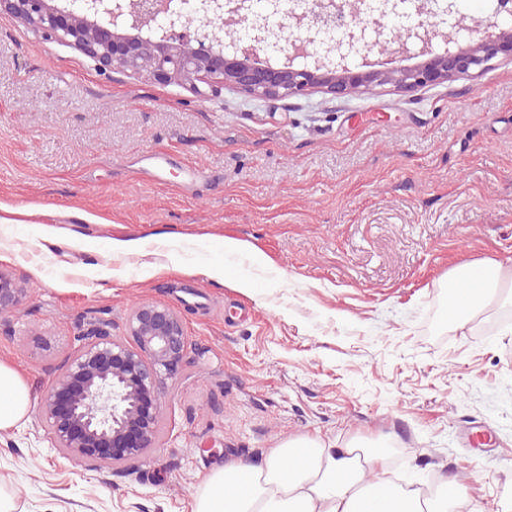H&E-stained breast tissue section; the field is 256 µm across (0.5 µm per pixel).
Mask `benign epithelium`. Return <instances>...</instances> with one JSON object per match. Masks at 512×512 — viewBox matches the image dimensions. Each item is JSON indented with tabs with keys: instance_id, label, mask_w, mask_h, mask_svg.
<instances>
[{
	"instance_id": "benign-epithelium-1",
	"label": "benign epithelium",
	"mask_w": 512,
	"mask_h": 512,
	"mask_svg": "<svg viewBox=\"0 0 512 512\" xmlns=\"http://www.w3.org/2000/svg\"><path fill=\"white\" fill-rule=\"evenodd\" d=\"M178 0H0L5 10L41 34L44 40L72 46L95 62L102 73H145L158 83L199 81L200 96L225 88L261 97L285 98L322 90L334 96L360 88L390 85L410 91L450 81L473 70L485 73L496 59L512 61V27L487 16L468 32L469 43L434 52V41L447 35L425 4L413 13L398 12L404 0H355L348 11L336 0H293L280 15L257 0H193L194 12L215 27L224 13L244 23L224 43L213 31L190 30ZM361 15L374 20L375 38H366ZM157 19L154 36L118 32L140 29L141 20ZM288 23H283V20ZM301 35L285 39L284 26ZM395 52L424 56L423 62L389 68L369 60ZM265 57H260V54ZM27 295L20 281L0 269V316L15 310ZM84 343L70 355L40 404V416L55 447L64 454L100 465L134 463L158 441L157 401L167 380L176 376L191 346L181 316L167 305L144 303L128 317L126 335L109 325L87 329Z\"/></svg>"
}]
</instances>
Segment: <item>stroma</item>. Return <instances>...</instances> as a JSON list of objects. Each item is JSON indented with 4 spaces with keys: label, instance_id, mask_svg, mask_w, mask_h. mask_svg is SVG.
<instances>
[{
    "label": "stroma",
    "instance_id": "obj_1",
    "mask_svg": "<svg viewBox=\"0 0 512 512\" xmlns=\"http://www.w3.org/2000/svg\"><path fill=\"white\" fill-rule=\"evenodd\" d=\"M0 203L40 208L0 224V269L28 290L0 316V362L30 393L0 431L15 512H193L225 462L290 438L379 446L395 483L454 476L474 512H512V301L462 329L448 315L454 269L512 260V63L410 92L201 97L104 76L2 12ZM116 240L148 241L161 271ZM210 264L223 279L183 271ZM143 302L191 341L156 448L132 467L65 457L42 398L89 324L124 335ZM474 426L498 448H472Z\"/></svg>",
    "mask_w": 512,
    "mask_h": 512
}]
</instances>
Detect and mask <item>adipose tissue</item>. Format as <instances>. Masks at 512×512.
<instances>
[{"instance_id":"adipose-tissue-1","label":"adipose tissue","mask_w":512,"mask_h":512,"mask_svg":"<svg viewBox=\"0 0 512 512\" xmlns=\"http://www.w3.org/2000/svg\"><path fill=\"white\" fill-rule=\"evenodd\" d=\"M480 280L465 310L456 312L466 327L495 295L512 299V270L487 259L458 267L449 277L456 286ZM30 395L19 373L0 363V431L13 428L27 413ZM383 456L359 444L334 448L315 439H289L267 449L261 465L233 461L213 473L199 495L195 512H465L468 503L454 478H440L436 494L411 485H391V498L375 499L365 484L379 473Z\"/></svg>"}]
</instances>
